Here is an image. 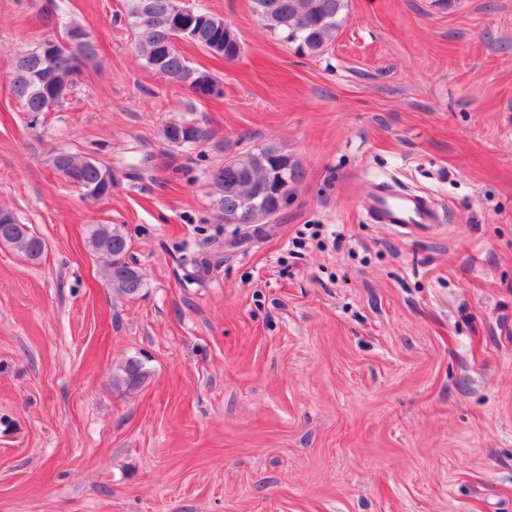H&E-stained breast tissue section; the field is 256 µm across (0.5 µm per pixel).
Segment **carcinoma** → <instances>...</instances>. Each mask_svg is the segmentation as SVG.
<instances>
[{
    "instance_id": "carcinoma-1",
    "label": "carcinoma",
    "mask_w": 512,
    "mask_h": 512,
    "mask_svg": "<svg viewBox=\"0 0 512 512\" xmlns=\"http://www.w3.org/2000/svg\"><path fill=\"white\" fill-rule=\"evenodd\" d=\"M253 5L267 28L280 33L286 42L298 43L302 53L317 56L335 37L345 0H253ZM194 14V35L187 42L207 52L214 49L220 57L227 50L237 51L240 40L230 24L201 3L194 8ZM179 17L176 0H134L127 14L128 25L139 31L137 49L149 66L169 82L195 91L196 82L206 72L193 67L181 52L162 49L175 36ZM66 29L70 33L81 32L82 40L67 48L62 45L49 48L54 53L53 67H44V51L34 47L15 56L12 92L22 110L29 114L46 111L49 100L73 91L82 69L96 57L95 41L85 27L73 23ZM162 136L173 146L192 149L208 138V132L200 125L173 122L163 127ZM52 166L63 178L77 179L84 189L105 187V176L112 174L111 167L65 150L53 156ZM283 176L296 183L302 178V170L288 153L276 146L247 149L229 156L228 162L211 172L214 205L220 218L226 222L249 223L245 201H266V191ZM90 245L110 258L106 279L112 292L126 298L137 296L145 286L144 274L126 259L128 240L123 231L99 224L90 232ZM0 246L33 264L40 262L46 250L45 240L29 225L20 223L8 208H0ZM147 375L144 364L131 357L113 377V385L135 390Z\"/></svg>"
}]
</instances>
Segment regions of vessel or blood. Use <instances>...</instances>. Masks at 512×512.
I'll return each instance as SVG.
<instances>
[{
    "instance_id": "vessel-or-blood-1",
    "label": "vessel or blood",
    "mask_w": 512,
    "mask_h": 512,
    "mask_svg": "<svg viewBox=\"0 0 512 512\" xmlns=\"http://www.w3.org/2000/svg\"><path fill=\"white\" fill-rule=\"evenodd\" d=\"M361 209L371 223L386 225L405 237L429 235L441 222L439 209L431 196L387 181L368 185Z\"/></svg>"
}]
</instances>
